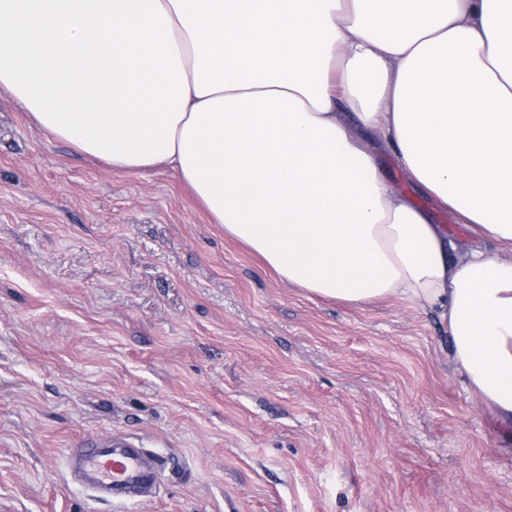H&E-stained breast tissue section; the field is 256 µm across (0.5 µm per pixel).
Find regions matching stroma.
Listing matches in <instances>:
<instances>
[{"instance_id":"stroma-1","label":"stroma","mask_w":512,"mask_h":512,"mask_svg":"<svg viewBox=\"0 0 512 512\" xmlns=\"http://www.w3.org/2000/svg\"><path fill=\"white\" fill-rule=\"evenodd\" d=\"M109 436L166 460L154 496L75 480ZM0 512H512V422L435 313L288 286L171 168H109L1 93Z\"/></svg>"}]
</instances>
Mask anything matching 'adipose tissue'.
Wrapping results in <instances>:
<instances>
[{
  "label": "adipose tissue",
  "mask_w": 512,
  "mask_h": 512,
  "mask_svg": "<svg viewBox=\"0 0 512 512\" xmlns=\"http://www.w3.org/2000/svg\"><path fill=\"white\" fill-rule=\"evenodd\" d=\"M1 90L114 169L170 165L288 285L436 313L512 420V258L484 247L512 251V0H0ZM375 150L379 165L382 167L393 188L399 192H405L412 196L415 205L425 210L435 224H446L448 233L459 240H466L470 232L465 224H458L454 217L436 205L430 198L416 193L407 183L403 172L400 170L393 153L382 146L377 145Z\"/></svg>",
  "instance_id": "ef3b65f1"
}]
</instances>
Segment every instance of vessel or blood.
<instances>
[{"label":"vessel or blood","mask_w":512,"mask_h":512,"mask_svg":"<svg viewBox=\"0 0 512 512\" xmlns=\"http://www.w3.org/2000/svg\"><path fill=\"white\" fill-rule=\"evenodd\" d=\"M70 466L81 485L99 497L121 501L131 491L154 486L164 462L148 461L127 439L110 437L76 450Z\"/></svg>","instance_id":"1"}]
</instances>
